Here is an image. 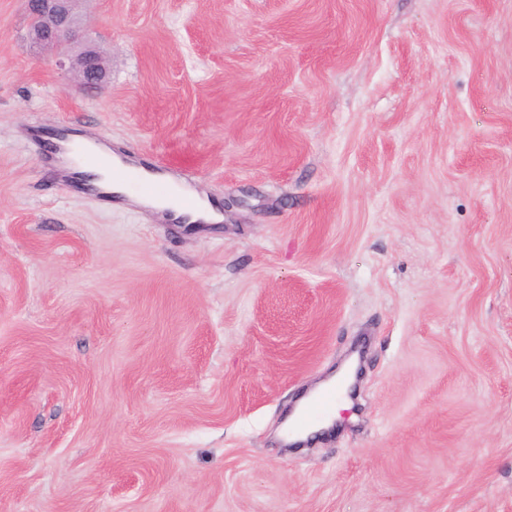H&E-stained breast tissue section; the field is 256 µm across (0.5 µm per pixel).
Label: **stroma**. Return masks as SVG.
<instances>
[{
  "label": "stroma",
  "mask_w": 512,
  "mask_h": 512,
  "mask_svg": "<svg viewBox=\"0 0 512 512\" xmlns=\"http://www.w3.org/2000/svg\"><path fill=\"white\" fill-rule=\"evenodd\" d=\"M82 11L94 91L0 0V512H512V0ZM63 130L221 223L62 184ZM343 371L338 374L337 376H334L332 377L331 379H329L325 384H323L318 390H323L325 388H327L325 393H323L322 395L314 398L309 404L308 402L310 401H307V398H305L304 400L301 401V403L299 404V406L297 407L296 411H295V415L301 410V408L303 407L304 405V408L306 407V405L308 404L305 412L302 414V416L292 425V428L293 429H299V428H305L311 421L313 420H317V421H320L324 418V416L327 414L328 410L330 409L333 401L335 400L336 398V389H331V388H334L337 387L340 383H347L346 381L340 379L341 375H342ZM323 391V392H324ZM303 408V409H304Z\"/></svg>",
  "instance_id": "obj_1"
}]
</instances>
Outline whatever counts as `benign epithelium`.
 <instances>
[{"instance_id": "obj_1", "label": "benign epithelium", "mask_w": 512, "mask_h": 512, "mask_svg": "<svg viewBox=\"0 0 512 512\" xmlns=\"http://www.w3.org/2000/svg\"><path fill=\"white\" fill-rule=\"evenodd\" d=\"M35 17L29 35L34 44L55 54V66L74 75L85 89H96L107 78L109 57L82 42L80 0H24Z\"/></svg>"}]
</instances>
